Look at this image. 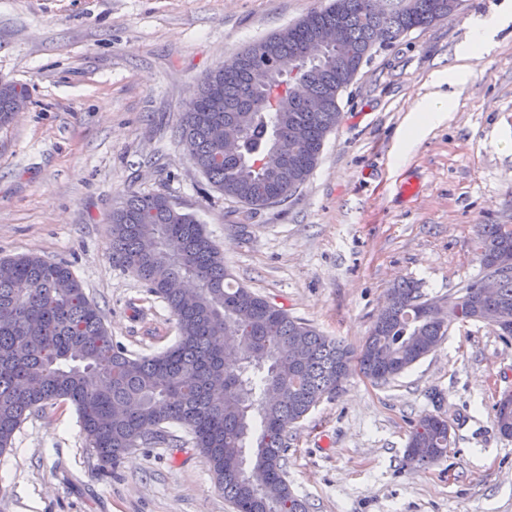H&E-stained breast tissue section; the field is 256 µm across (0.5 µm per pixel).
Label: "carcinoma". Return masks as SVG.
I'll return each instance as SVG.
<instances>
[{
	"label": "carcinoma",
	"mask_w": 512,
	"mask_h": 512,
	"mask_svg": "<svg viewBox=\"0 0 512 512\" xmlns=\"http://www.w3.org/2000/svg\"><path fill=\"white\" fill-rule=\"evenodd\" d=\"M328 0L297 22L240 52L201 81L180 114L176 136L189 160L225 196L248 209L282 203L307 180L325 138L342 120L339 99L376 48L412 29L448 17L459 0ZM342 41L329 57L288 80L274 110L265 102L267 67L281 68L316 53L327 32ZM30 96L0 78V126L28 108ZM239 151L224 154L228 110ZM279 137L293 139L297 158L283 162ZM262 158L261 168L254 160ZM112 262L134 274L175 317L178 339L152 357L128 353L112 340L98 305L68 265L37 255L0 258V452L27 415L58 401L71 403L82 433L106 475L126 454L165 440L163 426L182 425L235 512H307L286 478L288 429L355 369L385 383L426 357L448 335L435 316L443 302L420 288H389L388 306L357 349L325 336L237 283L195 214L162 194L129 192L110 215ZM483 276L500 275L488 299L472 281L448 304L463 320L497 311L512 320V224L478 231ZM238 340V360L224 356V337ZM500 432L512 436V404L494 406ZM448 420L425 415L409 436L406 464L437 463L448 452Z\"/></svg>",
	"instance_id": "1"
}]
</instances>
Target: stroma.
Instances as JSON below:
<instances>
[{"label":"stroma","instance_id":"35a3bbf8","mask_svg":"<svg viewBox=\"0 0 512 512\" xmlns=\"http://www.w3.org/2000/svg\"><path fill=\"white\" fill-rule=\"evenodd\" d=\"M326 0H0V77L31 104L0 127V257L67 264L114 342L152 356L178 336L167 305L112 262L108 216L129 192L195 213L236 279L322 334L362 345L387 290L444 298L482 272L477 230L512 224V24L447 118L407 155L414 104L448 93L475 19L512 0H461L448 18L374 50L339 104L306 182L245 212L209 184L175 130L211 69ZM512 393V340L453 324L385 384L352 372L288 433V483L309 512H512V437L494 405ZM448 453L407 466L424 415ZM0 512H234L198 450L159 444L97 471L73 405L31 414L0 454Z\"/></svg>","mask_w":512,"mask_h":512}]
</instances>
